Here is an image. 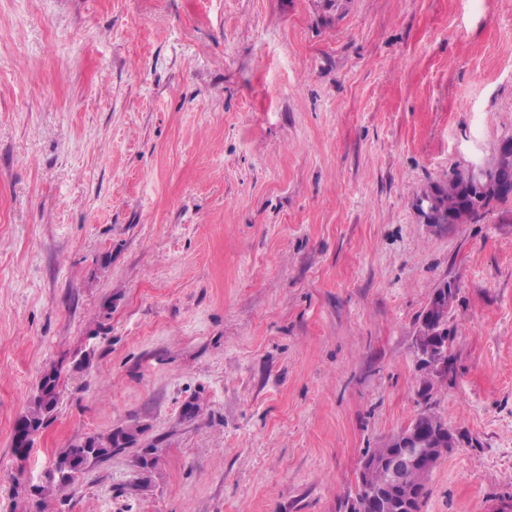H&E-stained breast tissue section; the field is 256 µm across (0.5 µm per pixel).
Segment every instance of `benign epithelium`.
<instances>
[{
  "label": "benign epithelium",
  "mask_w": 512,
  "mask_h": 512,
  "mask_svg": "<svg viewBox=\"0 0 512 512\" xmlns=\"http://www.w3.org/2000/svg\"><path fill=\"white\" fill-rule=\"evenodd\" d=\"M498 155L503 158V167L497 174L496 188L500 192H512V139L501 143ZM467 181L468 191L472 197L477 198L483 194L487 186L484 164L470 163ZM432 195L433 192L429 191L420 198L421 217L434 231L442 232L448 225L439 223V215L433 209ZM456 291L457 288L448 286V279L439 281L417 326L414 344L416 363L430 373L437 385L448 381V352L447 345H441L437 340V337L444 334V329L435 327L434 321L448 317V310ZM419 432L420 429L407 425L394 435L393 444L397 445L400 451L385 452V458L381 463L382 471L385 473V484L402 483L403 475L410 471L417 472L423 481H428L436 466L451 454L457 445L456 440L450 439L446 447L440 445L423 448L419 441ZM379 509H386V503L382 493L377 491L369 498L357 493L352 494L346 499L342 512H377Z\"/></svg>",
  "instance_id": "benign-epithelium-1"
}]
</instances>
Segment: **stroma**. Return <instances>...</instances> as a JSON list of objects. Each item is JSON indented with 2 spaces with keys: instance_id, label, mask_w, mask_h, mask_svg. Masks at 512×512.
<instances>
[{
  "instance_id": "stroma-1",
  "label": "stroma",
  "mask_w": 512,
  "mask_h": 512,
  "mask_svg": "<svg viewBox=\"0 0 512 512\" xmlns=\"http://www.w3.org/2000/svg\"><path fill=\"white\" fill-rule=\"evenodd\" d=\"M509 137L512 0H0V512H337L420 409L446 277L433 409L477 443L421 512L511 505L512 201L416 209ZM433 189L429 192L425 193L419 200V209L421 211L420 216L423 219L425 224H428L435 232H444V230H448L451 227H448L449 224H460L456 223L453 219L448 220L447 224H441V220H439L438 213L433 209ZM425 202V203H424ZM440 222V223H438ZM455 282L444 278L438 282L433 289L429 302L427 303L424 314L417 326L414 356L419 370L424 369L432 376L435 384H441L448 381V352L447 342L439 345L436 336H443L444 328L437 329L434 321L444 320L448 317V310L454 300V294L458 290L453 284L448 290V284ZM422 368V369H421ZM46 373L39 381L37 393L31 400L27 411L22 415V419L29 425H35L37 428L43 425L44 421L50 417L54 411L59 392ZM142 431V428L129 427L118 433H112V430H110L107 433L98 434L100 447L96 452H91L84 448L83 440L70 444L68 448H65L60 453L58 459L66 463L74 462L73 473L65 477L59 476V480L56 483L50 482L47 486L40 487L39 493L47 496L56 489L59 490L61 487L74 483L88 467L104 458L112 456V453L116 450L126 448V443L134 441Z\"/></svg>"
}]
</instances>
